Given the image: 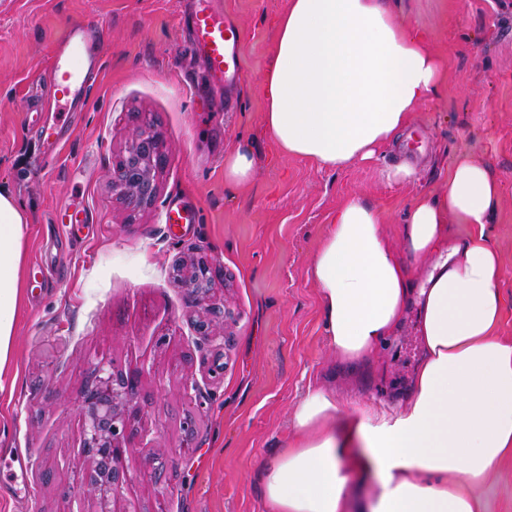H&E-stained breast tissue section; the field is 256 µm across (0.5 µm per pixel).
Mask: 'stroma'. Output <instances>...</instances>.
Masks as SVG:
<instances>
[{
	"label": "stroma",
	"instance_id": "35a3bbf8",
	"mask_svg": "<svg viewBox=\"0 0 512 512\" xmlns=\"http://www.w3.org/2000/svg\"><path fill=\"white\" fill-rule=\"evenodd\" d=\"M213 4L242 33L232 80L192 54L188 0H0V186L31 215L24 297L0 370V512H264L262 465L290 438L309 384L346 405L400 407L421 353L418 303L354 367L324 334L309 266L348 194L381 212L421 281L431 262L405 250L409 206L445 190L458 160L484 164L500 186L487 226L501 266L497 334L512 340V0H397L426 33L443 84L411 137L338 170L282 156L265 127L262 77L288 0ZM74 19L102 25L104 62L52 157L24 104ZM145 123L165 163L153 207L138 209L113 196L112 179ZM241 144L253 177L225 183L224 157ZM403 163L414 178L387 179ZM176 199L197 223H166ZM63 208L79 223H54ZM190 254L216 272L202 302L171 277ZM104 371L136 387L119 477L102 500L88 485L80 408ZM474 494L483 512H512V458Z\"/></svg>",
	"mask_w": 512,
	"mask_h": 512
}]
</instances>
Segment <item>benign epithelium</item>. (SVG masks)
Listing matches in <instances>:
<instances>
[{"label": "benign epithelium", "instance_id": "benign-epithelium-1", "mask_svg": "<svg viewBox=\"0 0 512 512\" xmlns=\"http://www.w3.org/2000/svg\"><path fill=\"white\" fill-rule=\"evenodd\" d=\"M163 163L159 136L150 126H140L132 133L126 154L119 162L118 174L112 179L113 194L140 208L151 207L158 190L157 174ZM172 277L200 298L213 286L212 269L204 258L182 259L173 268ZM134 385L132 377L118 378L111 374L101 377L87 390L81 405L85 447L94 463L89 484L102 495L118 478L114 461L123 449Z\"/></svg>", "mask_w": 512, "mask_h": 512}]
</instances>
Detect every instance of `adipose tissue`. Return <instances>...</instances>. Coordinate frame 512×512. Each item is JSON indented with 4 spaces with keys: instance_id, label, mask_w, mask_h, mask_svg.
<instances>
[{
    "instance_id": "adipose-tissue-1",
    "label": "adipose tissue",
    "mask_w": 512,
    "mask_h": 512,
    "mask_svg": "<svg viewBox=\"0 0 512 512\" xmlns=\"http://www.w3.org/2000/svg\"><path fill=\"white\" fill-rule=\"evenodd\" d=\"M265 71L264 122L283 155L338 169L372 159L411 126L442 83L438 58L390 0H289ZM499 187L484 165L456 163L445 192L413 201L403 235L432 258L423 282L351 195L311 262L324 331L346 362L372 358L420 306L422 353L396 415L372 420L314 385L292 436L261 470L266 512H479L471 489L512 455V342L501 340L499 259L485 226ZM30 219L0 187V369L21 292ZM469 225L456 236L452 227ZM374 480L353 499L350 472Z\"/></svg>"
}]
</instances>
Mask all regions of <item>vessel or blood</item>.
Here are the masks:
<instances>
[{
  "mask_svg": "<svg viewBox=\"0 0 512 512\" xmlns=\"http://www.w3.org/2000/svg\"><path fill=\"white\" fill-rule=\"evenodd\" d=\"M191 29L193 51L205 60L213 76H223L235 64L241 42L239 28L211 0H196ZM102 62L103 44L98 26L81 19L70 22L49 65L40 75L44 110L66 107L77 111L88 99L93 76Z\"/></svg>",
  "mask_w": 512,
  "mask_h": 512,
  "instance_id": "vessel-or-blood-1",
  "label": "vessel or blood"
}]
</instances>
